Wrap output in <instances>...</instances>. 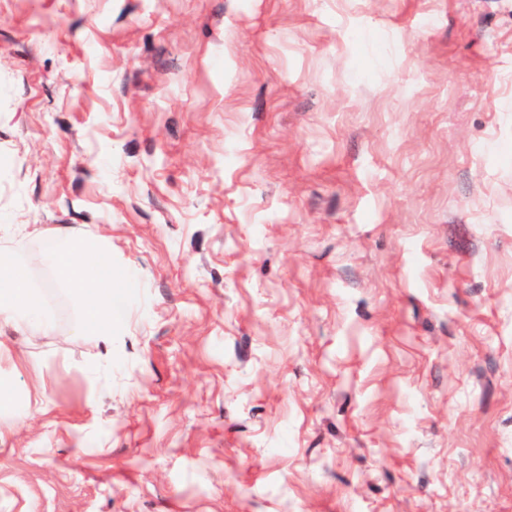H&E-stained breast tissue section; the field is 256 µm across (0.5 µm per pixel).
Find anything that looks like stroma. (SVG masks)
<instances>
[{
  "instance_id": "35a3bbf8",
  "label": "stroma",
  "mask_w": 512,
  "mask_h": 512,
  "mask_svg": "<svg viewBox=\"0 0 512 512\" xmlns=\"http://www.w3.org/2000/svg\"><path fill=\"white\" fill-rule=\"evenodd\" d=\"M2 224L0 512H512V0H0ZM100 255L96 247L84 238L64 235L50 250L32 255L30 263L54 270L80 297L85 319L79 331L108 341L112 340L114 288H121L122 275L113 273L104 278L99 273ZM43 294L30 284L27 270L15 252L0 246V323L17 324L28 336H42L51 329L41 317ZM25 419L24 415L15 411V398L13 393L6 388H0V427L5 425L9 428L19 426Z\"/></svg>"
}]
</instances>
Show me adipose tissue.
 <instances>
[{
	"mask_svg": "<svg viewBox=\"0 0 512 512\" xmlns=\"http://www.w3.org/2000/svg\"><path fill=\"white\" fill-rule=\"evenodd\" d=\"M34 265L48 267L80 297L85 319L82 333L108 341L112 338V299L121 287L118 274L102 276L101 256L96 247L82 237L64 235L53 248L32 255ZM43 294L32 287L28 273L15 252L0 246V323L16 324L30 336H41L51 325L41 316Z\"/></svg>",
	"mask_w": 512,
	"mask_h": 512,
	"instance_id": "obj_1",
	"label": "adipose tissue"
}]
</instances>
